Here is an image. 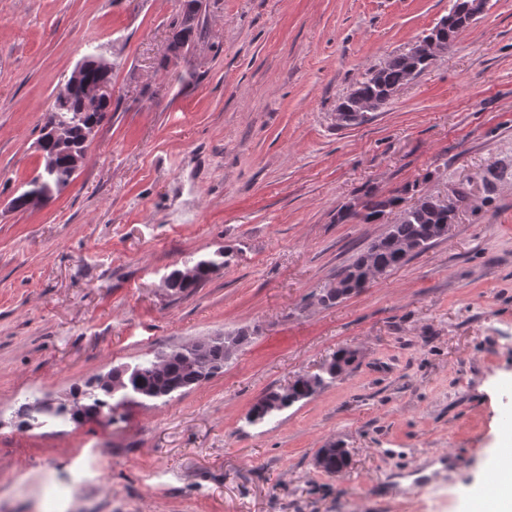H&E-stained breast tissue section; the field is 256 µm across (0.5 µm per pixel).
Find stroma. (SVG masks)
Here are the masks:
<instances>
[{
	"label": "stroma",
	"instance_id": "35a3bbf8",
	"mask_svg": "<svg viewBox=\"0 0 512 512\" xmlns=\"http://www.w3.org/2000/svg\"><path fill=\"white\" fill-rule=\"evenodd\" d=\"M0 0V484L34 512L75 456L101 476L65 512H472L512 432V0L490 5L366 120L336 108L448 0ZM112 65V110L60 194L11 201L75 67ZM465 197L448 236L328 305L336 274L397 222H341L366 195ZM230 249L198 288L167 275ZM240 329L222 372L116 419L23 428L25 401L147 353ZM354 350L265 423L270 391ZM323 448L348 451L336 474ZM199 2V0H186L181 20L173 25L174 31L171 42L180 52V55L184 48L188 49L195 29L199 26V20L195 23L199 12ZM355 353L349 349H340L332 359L324 363L318 372H315L320 378V387L328 382H332L345 369L342 366H348L354 359ZM318 388L312 389L306 383L297 382L291 389H279L271 391L260 398L251 408L246 423L250 426H258L274 417L277 413L288 409L295 403L312 396Z\"/></svg>",
	"mask_w": 512,
	"mask_h": 512
}]
</instances>
